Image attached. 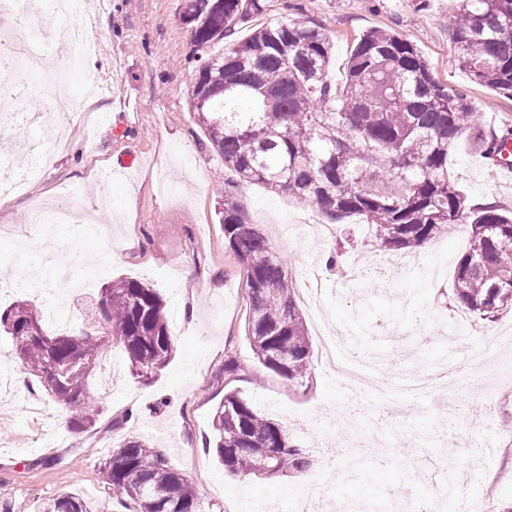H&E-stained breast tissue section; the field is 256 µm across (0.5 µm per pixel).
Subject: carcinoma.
<instances>
[{
  "mask_svg": "<svg viewBox=\"0 0 512 512\" xmlns=\"http://www.w3.org/2000/svg\"><path fill=\"white\" fill-rule=\"evenodd\" d=\"M183 0L182 19L194 15L192 38L201 64L190 111L224 161V244L246 270L247 336L267 369L294 380L309 362V338L295 308L284 263L251 222L236 189L259 184L287 193L336 220L355 216L375 230L383 247L412 249L450 224L471 226L457 264V302L486 320L512 307V211L496 200L472 202L448 175L461 140L482 153L504 132L477 130L466 95L434 77L411 42L389 29L357 40L341 84L329 76L333 44L311 18L254 29L214 55L213 45L236 33L264 0ZM455 60L477 84L512 98V0H454ZM95 314L123 345L130 372L153 379L172 357L174 341L160 294L149 284L120 278L101 290ZM0 326L38 388L77 408V433L97 430L100 407L89 387L91 370L54 375L56 364L79 359L97 367L98 335H47L39 312L16 304ZM215 452L235 476L304 473L310 459L279 423L260 416L236 391L224 394L213 417ZM113 491L133 512H204L195 489L149 440L124 439L104 462ZM42 512H91L62 494Z\"/></svg>",
  "mask_w": 512,
  "mask_h": 512,
  "instance_id": "1",
  "label": "carcinoma"
}]
</instances>
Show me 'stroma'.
<instances>
[{"mask_svg": "<svg viewBox=\"0 0 512 512\" xmlns=\"http://www.w3.org/2000/svg\"><path fill=\"white\" fill-rule=\"evenodd\" d=\"M182 0H80L76 16L98 44L96 54L70 78L68 92L83 102L85 125L50 155L42 177L20 192L0 197V273L26 272L35 252L18 258L14 241H40L66 249L77 275L91 288L69 295L61 333L79 335L88 324L94 296L119 277L140 278L156 288L167 318L177 319L174 352L167 366L148 382L133 376L122 345L109 341L118 358L120 388L98 392L106 434L76 433L63 407L45 391L33 395L42 408L43 425L30 424L24 405L13 422L0 425V512H40L41 505L65 492L84 499L93 512H127L107 483L103 463L113 444L145 436L159 443L169 465L184 473L201 499L204 512H241L244 498L264 512H290L291 499L304 479L228 475L209 443L212 420L226 391H238L261 415L284 425L294 445L315 449L302 425L316 406L330 409L333 437L357 422V399L346 395L324 374L318 337L310 339L309 369L291 381L266 369L247 339L245 270L224 244L218 212L223 196L217 183L219 155L195 123L188 102L197 77L190 26L181 18ZM309 16L333 43L332 78L365 31L388 28L412 42L427 57L437 80L467 95L486 129L512 127V100L473 82L457 66L452 32V0H267L264 11L243 25L252 29L286 18ZM97 170L89 183L85 174ZM448 172L473 201L499 199L512 208V178L493 170L469 143L448 160ZM252 222L297 277L313 261L340 254V269L366 267L358 290L326 294L324 316L350 334L352 345H369L382 354L379 382L394 381L415 367L439 362L467 364L468 346L479 345L486 331L512 337V309L495 321L463 312L453 297V282L467 236L443 235L426 252L411 251L415 264L389 278L397 252L381 246L368 225L349 218L335 225L329 241L282 234L281 225L328 218L308 203L249 184L239 192ZM83 206L94 210L103 229L92 238L51 223L31 224L34 203ZM240 364L235 380L224 378V361ZM488 392L478 382L456 409L435 398L411 401L402 417H385L391 441L387 455L373 451L339 452L337 471L349 459L360 460L363 478L337 484L349 500H360L367 486L383 496L402 483L419 486L420 500L440 490L430 472L416 468L417 458L440 450L445 463H457L467 502L484 503L488 512H512V447L485 452L491 434L475 430L469 408Z\"/></svg>", "mask_w": 512, "mask_h": 512, "instance_id": "35a3bbf8", "label": "stroma"}]
</instances>
